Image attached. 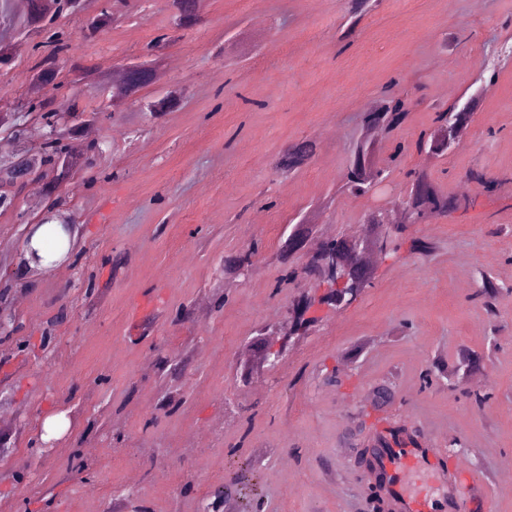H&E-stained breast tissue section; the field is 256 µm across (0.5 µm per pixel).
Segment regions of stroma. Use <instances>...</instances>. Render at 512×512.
Masks as SVG:
<instances>
[{
  "label": "stroma",
  "instance_id": "obj_1",
  "mask_svg": "<svg viewBox=\"0 0 512 512\" xmlns=\"http://www.w3.org/2000/svg\"><path fill=\"white\" fill-rule=\"evenodd\" d=\"M102 3L84 0L81 14L52 25L71 40L60 66L91 69L94 82L44 91L109 115L79 137L103 147L96 180L81 173L69 187L81 262L30 277L18 268V215L43 209L42 184L0 213V241L10 244L0 253V309L20 326L0 334V407L14 415L0 424L12 444L0 457V512H203L208 490L242 466L260 482L265 512H368L349 428L364 406L367 424H378V388L392 392L386 411L447 464L429 480L433 512H444L449 487L464 491L460 472L487 481L483 512H512V492L493 480L512 460V58L481 71L495 46H512V0H378L347 42L339 29L349 0H201L198 23L166 47L142 92H176L178 106L155 118L114 107L109 85L171 33L169 0H127L117 22L85 37ZM6 40L8 106L26 90L34 56L23 33ZM389 90L412 108L379 137L380 156L431 128L436 108L471 100L468 143L443 157L411 153L377 194H337L359 115ZM302 140L314 142L312 158L279 173ZM410 168L475 204L409 227L372 288L346 310L322 312L277 370L242 384L241 352L296 294L281 287L289 267L275 258L291 227L306 219L324 237L361 233L367 211L403 195ZM476 168L501 179L496 192L469 182ZM412 238L431 242L433 255L413 251ZM254 244L250 277L225 274V254ZM484 274L502 288L495 327L471 300ZM185 306L192 318L174 322ZM156 346L184 362L180 381L158 376ZM463 349L484 356L481 410L464 396L469 376L455 392L423 382L436 356L452 362ZM334 370L338 388L322 382ZM175 389L182 405L159 411Z\"/></svg>",
  "mask_w": 512,
  "mask_h": 512
}]
</instances>
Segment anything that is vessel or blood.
Returning a JSON list of instances; mask_svg holds the SVG:
<instances>
[{
	"label": "vessel or blood",
	"instance_id": "1",
	"mask_svg": "<svg viewBox=\"0 0 512 512\" xmlns=\"http://www.w3.org/2000/svg\"><path fill=\"white\" fill-rule=\"evenodd\" d=\"M383 466L389 474L396 478L393 491L399 500L402 512H428V491L411 485L414 474L420 471L428 472L434 468L427 449H401L395 455L384 458ZM469 485L471 493L467 499L449 500L450 512H479L482 508L485 493L483 480H470Z\"/></svg>",
	"mask_w": 512,
	"mask_h": 512
}]
</instances>
